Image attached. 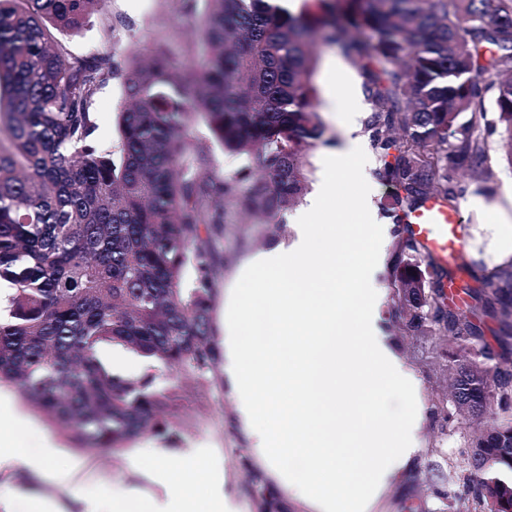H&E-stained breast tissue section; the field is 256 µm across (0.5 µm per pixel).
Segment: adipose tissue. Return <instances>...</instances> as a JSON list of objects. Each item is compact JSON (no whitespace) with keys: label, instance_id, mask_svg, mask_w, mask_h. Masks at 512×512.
Wrapping results in <instances>:
<instances>
[{"label":"adipose tissue","instance_id":"1","mask_svg":"<svg viewBox=\"0 0 512 512\" xmlns=\"http://www.w3.org/2000/svg\"><path fill=\"white\" fill-rule=\"evenodd\" d=\"M359 129L343 123L307 206L288 217L292 238L247 257L224 301V382L240 420L278 484L314 512H374L415 463L425 421L423 409L394 418L378 405L412 399L418 381L383 325L378 279L396 224L373 204L377 180L349 168ZM354 176L359 192L337 212Z\"/></svg>","mask_w":512,"mask_h":512}]
</instances>
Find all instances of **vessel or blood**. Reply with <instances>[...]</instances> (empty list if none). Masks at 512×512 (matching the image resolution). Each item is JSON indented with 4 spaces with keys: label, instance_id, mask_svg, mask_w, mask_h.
I'll return each instance as SVG.
<instances>
[{
    "label": "vessel or blood",
    "instance_id": "b4317fda",
    "mask_svg": "<svg viewBox=\"0 0 512 512\" xmlns=\"http://www.w3.org/2000/svg\"><path fill=\"white\" fill-rule=\"evenodd\" d=\"M461 228L459 210L428 199L409 211L405 232L420 243L425 260L452 268L457 266L464 247Z\"/></svg>",
    "mask_w": 512,
    "mask_h": 512
}]
</instances>
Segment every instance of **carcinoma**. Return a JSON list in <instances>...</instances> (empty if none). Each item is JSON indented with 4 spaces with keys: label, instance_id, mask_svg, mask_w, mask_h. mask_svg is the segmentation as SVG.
I'll return each instance as SVG.
<instances>
[{
    "label": "carcinoma",
    "instance_id": "cac0c4a2",
    "mask_svg": "<svg viewBox=\"0 0 512 512\" xmlns=\"http://www.w3.org/2000/svg\"><path fill=\"white\" fill-rule=\"evenodd\" d=\"M104 2L0 0V382L89 451L171 434L173 398L156 375L115 370L104 348L151 369L213 368L225 208L278 214L308 189V151L324 134L317 33L364 78L365 130L385 159L376 175L393 187L387 210L430 196L455 206L466 191L457 165L486 161L474 132L489 94L512 166V0H325L315 21L274 0H179L201 17V67L184 70L160 50L135 57L108 146L93 138L90 106L117 76L111 56L69 58L55 36L79 34ZM488 71L508 79L490 84ZM199 117L249 165L215 176L209 148L187 138ZM403 243L389 283L399 334L455 344L450 394L430 399L432 447L448 435V402L482 422L468 488L484 512H512V419L495 412L512 369L489 364L478 327H512V261L485 271L461 311L443 300L445 270ZM498 463L508 471H487Z\"/></svg>",
    "mask_w": 512,
    "mask_h": 512
}]
</instances>
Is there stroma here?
I'll return each instance as SVG.
<instances>
[{
  "instance_id": "1",
  "label": "stroma",
  "mask_w": 512,
  "mask_h": 512,
  "mask_svg": "<svg viewBox=\"0 0 512 512\" xmlns=\"http://www.w3.org/2000/svg\"><path fill=\"white\" fill-rule=\"evenodd\" d=\"M200 25L199 17L180 11L178 0H105L79 34L61 33L57 39L69 56L85 58L105 49L114 64L123 68L134 53L155 47L173 52L178 59H188L198 44ZM313 47L319 56L313 83L324 125L322 139L308 154V179L314 183L321 172L322 154L335 146L344 121L341 113L329 111L327 94L335 80L329 63L344 61L345 56L337 46L319 39ZM124 101L123 87L117 79L103 84L94 95L91 112L99 143L107 145L116 140L114 114ZM495 122V114H488L486 125L475 131L485 143V166L491 176L476 181L470 173H462V180L469 182L470 188L456 202L463 214L466 248L462 268L451 270L450 275L474 291L483 287V270L502 262L496 249L500 213L512 218V202L507 199L512 193V167L505 160L498 134L488 131ZM292 234L282 213L258 221L229 214L222 242L224 260L216 266L215 342L223 340L224 297L242 261L263 248L266 237L286 239ZM395 346L419 380L417 406L429 408L432 394L443 392L446 386L442 372L444 341L436 336H399ZM223 378L224 364L220 361L199 380L161 370L160 389L177 391L182 397L177 411L167 416L178 431L177 440L170 443L147 432L125 447L95 452L78 448L70 433L29 404L16 386L1 384L0 415L15 418L13 438L21 454L12 463L0 466V512H32L29 499L33 496L59 512H89L92 501L108 503L130 495L146 505L163 493L154 481V471L161 465L180 472L197 512H205L212 477L217 473L236 512H257L248 484L249 472L260 474L270 485L275 479L240 425ZM473 433L469 421L455 418L448 425L443 447L435 448L430 427H423L419 433L421 452L414 468L386 490L377 512H403L404 505L410 503L426 505L433 512H481L476 499L464 488Z\"/></svg>"
}]
</instances>
